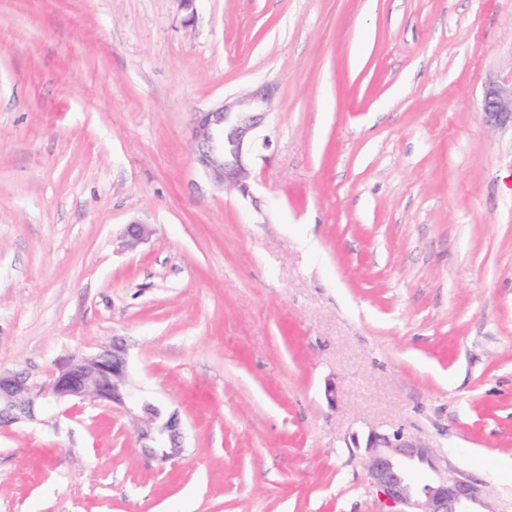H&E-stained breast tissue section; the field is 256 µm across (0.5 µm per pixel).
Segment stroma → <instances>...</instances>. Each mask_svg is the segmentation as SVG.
Wrapping results in <instances>:
<instances>
[{"instance_id": "35a3bbf8", "label": "stroma", "mask_w": 512, "mask_h": 512, "mask_svg": "<svg viewBox=\"0 0 512 512\" xmlns=\"http://www.w3.org/2000/svg\"><path fill=\"white\" fill-rule=\"evenodd\" d=\"M0 0V369L127 347L119 405L0 427V512H381L401 427L512 512V0ZM273 89L250 196L192 116ZM150 236L129 246L125 228ZM336 386L328 402L327 383ZM486 124L512 128V84L510 87L495 82L487 86L481 107Z\"/></svg>"}]
</instances>
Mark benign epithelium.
<instances>
[{"label": "benign epithelium", "mask_w": 512, "mask_h": 512, "mask_svg": "<svg viewBox=\"0 0 512 512\" xmlns=\"http://www.w3.org/2000/svg\"><path fill=\"white\" fill-rule=\"evenodd\" d=\"M481 114L489 125L512 124V86L489 83ZM270 115L268 87L195 113L194 159L217 187L249 194L252 157L270 146L269 137L261 134ZM127 385L126 354L117 345L59 362L52 382L37 397L24 373L0 371V427L33 420L40 407L70 399L130 404L137 410L144 455L162 463L178 458L185 446L177 417L149 401L126 403ZM352 443L363 449L367 482L385 512H476L474 506L485 505L476 480L452 468L440 474L434 447L401 429L371 428L361 438L353 436Z\"/></svg>", "instance_id": "1"}]
</instances>
